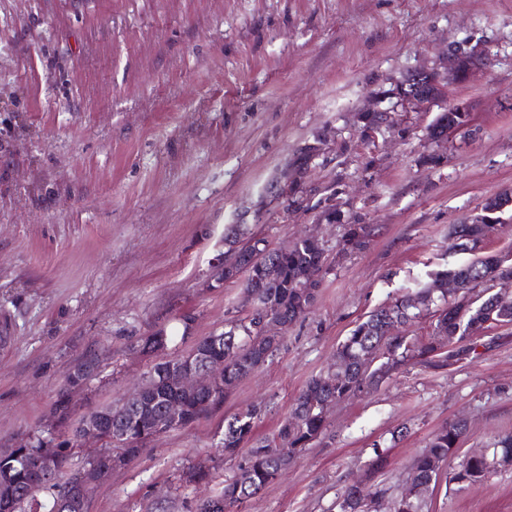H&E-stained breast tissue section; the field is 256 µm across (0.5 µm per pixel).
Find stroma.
<instances>
[{"label": "stroma", "mask_w": 512, "mask_h": 512, "mask_svg": "<svg viewBox=\"0 0 512 512\" xmlns=\"http://www.w3.org/2000/svg\"><path fill=\"white\" fill-rule=\"evenodd\" d=\"M482 55L453 87L470 131L433 139L429 111L396 108L407 75ZM389 129L367 139L369 112ZM512 190V0H0V449L43 430L68 371L100 366L74 416L119 405L162 354L141 337L192 320L169 352L223 330L240 283L217 282L224 229L270 246L308 234L329 270L309 312L266 362L199 421L148 441L88 512H196L243 454L224 421L262 406L273 436L308 381L378 307L469 261L454 224ZM370 244L346 247L349 225ZM476 359L410 361L327 413L310 448L234 512H337L353 481L395 500L442 425L468 430L423 512H512V466L452 481L467 455L512 431V324L475 339ZM406 428L398 436V428ZM219 478L181 476L199 461Z\"/></svg>", "instance_id": "obj_1"}]
</instances>
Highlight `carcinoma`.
<instances>
[{
	"label": "carcinoma",
	"instance_id": "1",
	"mask_svg": "<svg viewBox=\"0 0 512 512\" xmlns=\"http://www.w3.org/2000/svg\"><path fill=\"white\" fill-rule=\"evenodd\" d=\"M466 124V116L457 112H442L432 124L431 135L436 139L448 137V128ZM487 231L480 224H456L451 232L453 248L466 245L476 247L483 243ZM370 232L363 224H351L346 242L353 250H363L369 245ZM224 245L233 258L231 269L219 280H242L245 297L254 298V306L245 315H236L224 324L220 335L224 340L216 343L204 336L195 341L189 355L194 360L219 358L224 360V390L214 396L211 408L224 402V391L241 382L263 364L276 349L278 342L271 336L261 335L262 312L270 310L283 323H293L310 308L316 289L302 296L296 280L307 270L324 273L327 270L321 244L308 239H298L277 248L251 232L246 224H231L224 233ZM453 278L478 286L486 280L512 277V267L502 268L496 255H486L473 262L434 273V279ZM431 288H423L404 295L388 306L379 307L351 330L336 350V363L324 373L313 377L295 399L289 415L281 422L271 438L257 439L254 428L259 409L252 408L225 420L222 448L227 455H234L239 448L250 446L247 462L239 473L225 482L219 498L231 500V506L244 503L271 484L287 467L292 454L306 450L325 429L326 417L322 404L329 398L345 400L357 397L361 386L372 390L394 369L413 359L435 368L448 366V361L462 353L471 354L475 347L468 344V326L479 319L477 306L463 308L448 297L443 288L434 298L442 303L436 311L432 339L438 344L420 346L411 344L407 337L395 332L397 325H404L420 316L423 308L410 305L415 297L428 298ZM170 338L163 330L140 339L135 349L142 353H156L167 349ZM184 359L174 355L153 367L143 393L122 406H102L89 413L101 417L112 425L120 426L124 434L112 443L119 449L116 457L120 463L137 455L141 444L156 437L154 425L165 402L175 397L185 407L186 421L176 425L180 429L196 422L207 410L201 407L202 399L196 394L180 393L167 383L168 367ZM466 432V423L459 419L435 432L426 450L413 463L419 486L425 491L435 488L442 467L448 456L459 446ZM42 443L38 438L24 446L0 451V512H57L58 502L66 487L61 483L34 487L26 460L36 453ZM60 461L63 470L76 471L81 465L73 462L71 439L59 441ZM512 463V433L501 435L489 458ZM494 470L484 459L467 458L452 476L458 482L468 480L476 485L487 479ZM384 491H363L356 487L346 490L338 502V512H379Z\"/></svg>",
	"mask_w": 512,
	"mask_h": 512
}]
</instances>
